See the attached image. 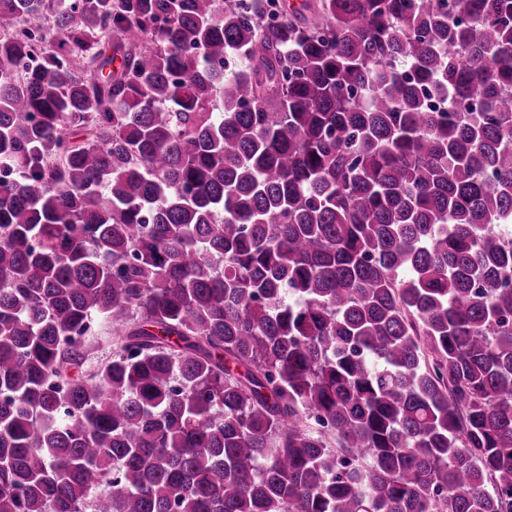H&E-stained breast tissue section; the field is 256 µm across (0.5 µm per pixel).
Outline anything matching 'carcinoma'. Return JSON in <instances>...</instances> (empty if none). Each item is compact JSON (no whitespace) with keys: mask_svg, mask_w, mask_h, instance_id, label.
<instances>
[{"mask_svg":"<svg viewBox=\"0 0 512 512\" xmlns=\"http://www.w3.org/2000/svg\"><path fill=\"white\" fill-rule=\"evenodd\" d=\"M268 2L0 0V512H512V0ZM91 343V361L96 364L105 361L112 355V343L107 334L106 326L102 323H96L91 331L86 335Z\"/></svg>","mask_w":512,"mask_h":512,"instance_id":"obj_1","label":"carcinoma"}]
</instances>
